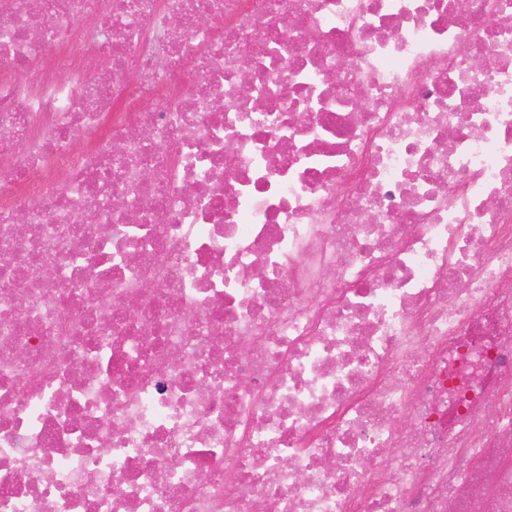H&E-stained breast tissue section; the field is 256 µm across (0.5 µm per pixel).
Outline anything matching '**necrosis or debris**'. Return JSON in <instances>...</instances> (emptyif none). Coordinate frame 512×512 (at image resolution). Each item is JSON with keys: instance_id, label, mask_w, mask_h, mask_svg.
<instances>
[{"instance_id": "necrosis-or-debris-1", "label": "necrosis or debris", "mask_w": 512, "mask_h": 512, "mask_svg": "<svg viewBox=\"0 0 512 512\" xmlns=\"http://www.w3.org/2000/svg\"><path fill=\"white\" fill-rule=\"evenodd\" d=\"M0 512H512V0H0Z\"/></svg>"}]
</instances>
